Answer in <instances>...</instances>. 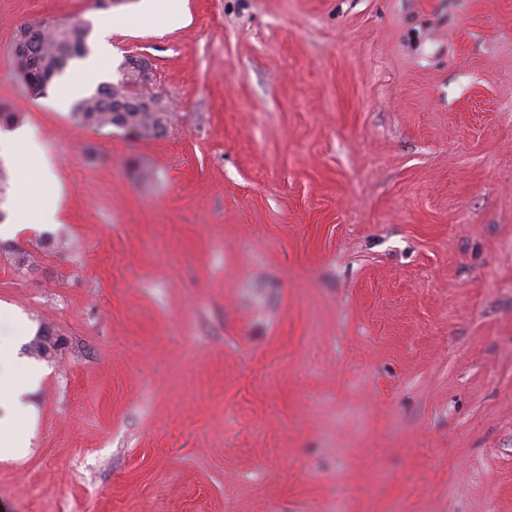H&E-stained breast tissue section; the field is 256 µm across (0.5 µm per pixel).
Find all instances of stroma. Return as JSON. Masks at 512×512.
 <instances>
[{
	"instance_id": "1",
	"label": "stroma",
	"mask_w": 512,
	"mask_h": 512,
	"mask_svg": "<svg viewBox=\"0 0 512 512\" xmlns=\"http://www.w3.org/2000/svg\"><path fill=\"white\" fill-rule=\"evenodd\" d=\"M92 3L0 0L56 209L0 195V512H512V0ZM80 19L164 136L26 93L17 28ZM16 360V349L12 344L0 339V365H5V369L0 371V382L4 379L9 384L10 389H14L7 394L4 399V405L7 406V414L0 418V427H8L16 418L31 419L33 412L29 406L22 407L18 401V397L28 392L39 378V371H35L32 375L23 377L12 374L7 365Z\"/></svg>"
}]
</instances>
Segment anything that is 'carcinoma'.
Instances as JSON below:
<instances>
[{
  "label": "carcinoma",
  "instance_id": "carcinoma-1",
  "mask_svg": "<svg viewBox=\"0 0 512 512\" xmlns=\"http://www.w3.org/2000/svg\"><path fill=\"white\" fill-rule=\"evenodd\" d=\"M28 33L29 70L20 81L29 78L50 91L55 80L60 77L69 63L85 59L90 53L92 25L88 21L43 22L39 26L23 24ZM136 78L134 73H126L118 68L116 80L99 83L94 90L76 99L71 108L73 121L82 127L96 130L117 128L135 136L161 137L165 135L169 123L167 106L161 103V96L150 97L153 108L132 102H121L120 91L127 81Z\"/></svg>",
  "mask_w": 512,
  "mask_h": 512
}]
</instances>
